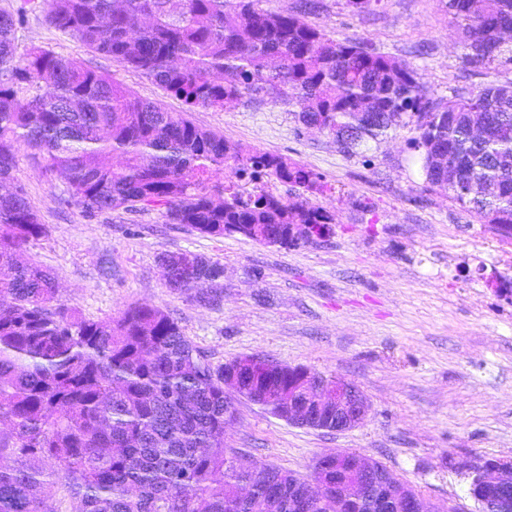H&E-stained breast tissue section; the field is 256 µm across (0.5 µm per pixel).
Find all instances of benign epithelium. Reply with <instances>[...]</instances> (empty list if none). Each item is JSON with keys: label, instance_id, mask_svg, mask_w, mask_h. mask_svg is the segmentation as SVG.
Wrapping results in <instances>:
<instances>
[{"label": "benign epithelium", "instance_id": "benign-epithelium-1", "mask_svg": "<svg viewBox=\"0 0 512 512\" xmlns=\"http://www.w3.org/2000/svg\"><path fill=\"white\" fill-rule=\"evenodd\" d=\"M295 381L288 390L278 394L276 401L285 411L287 423L343 433L357 427L367 415V402L352 383L328 378L307 368L288 367ZM351 471L350 479L331 483L328 475L336 470ZM512 472V460L499 459L490 465L486 459L468 469L470 485L495 486ZM384 490L381 508L390 512H428L425 499L406 484L385 472L376 461L359 452L339 450L322 454L313 465V480L295 492L291 507L295 512H311L315 507H333L331 512H346L352 504L367 502L375 497L377 489Z\"/></svg>", "mask_w": 512, "mask_h": 512}]
</instances>
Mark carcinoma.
Masks as SVG:
<instances>
[{
  "label": "carcinoma",
  "mask_w": 512,
  "mask_h": 512,
  "mask_svg": "<svg viewBox=\"0 0 512 512\" xmlns=\"http://www.w3.org/2000/svg\"><path fill=\"white\" fill-rule=\"evenodd\" d=\"M464 58L512 67V0H448ZM90 50L141 72L185 109L143 99L53 50L17 54L27 13ZM264 95L293 104L298 121L351 153L401 131L420 151L427 182L512 239V81L433 98L416 72L357 43L328 38L301 16L261 0H24L0 12V512H47L48 475L70 492L71 512H292L298 477L276 466L234 467L224 415L235 400L260 402L288 387V368L248 357L212 366L168 312L133 305L90 320L59 300L55 273L21 260L47 234L15 184L24 146L59 173L62 205L87 216L163 211L202 236L241 235L294 247L324 238L333 214L296 193L258 187L267 177L306 190L317 179L288 158L246 154L198 127L195 107L222 109ZM225 171V181L213 182ZM256 184L243 190L240 182ZM475 182L481 196L462 192ZM166 284L217 306L224 266L192 252H165ZM246 378L224 387V372ZM48 461L51 471L41 467Z\"/></svg>",
  "instance_id": "1"
}]
</instances>
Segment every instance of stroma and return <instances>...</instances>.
Masks as SVG:
<instances>
[{
  "label": "stroma",
  "mask_w": 512,
  "mask_h": 512,
  "mask_svg": "<svg viewBox=\"0 0 512 512\" xmlns=\"http://www.w3.org/2000/svg\"><path fill=\"white\" fill-rule=\"evenodd\" d=\"M447 0H319L305 20L339 42L361 44L414 69L436 98L512 79V70L462 61V34ZM41 45L112 75L137 96L179 111L150 78L29 13L19 49ZM200 127L250 152L288 157L324 183L313 205L335 214L329 237L288 249L234 235L212 238L167 223L162 211L93 218L58 203L66 185L46 174L36 151L18 156L15 176L46 237L28 258L52 268L62 303L86 318L128 305L162 307L215 366L270 356L357 385L368 414L336 434L288 424L242 400L224 440L250 459L309 477L314 459L355 450L383 464L440 512H481L464 464L512 458V243L427 183L407 133L356 154L305 129L292 107L242 100L197 107ZM193 252L224 266V293L209 307L165 285L157 257ZM112 261L101 277V258ZM260 270L254 278L252 270Z\"/></svg>",
  "instance_id": "1"
}]
</instances>
